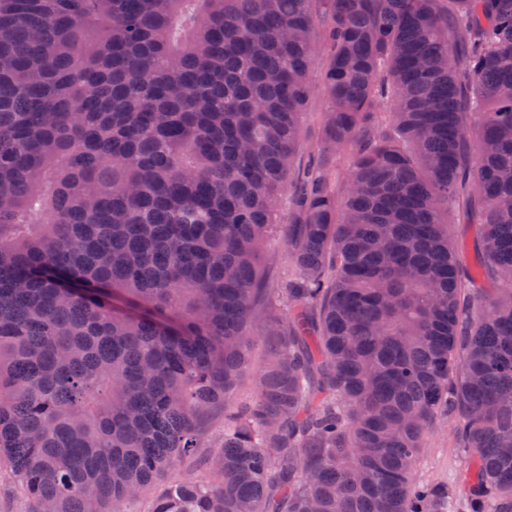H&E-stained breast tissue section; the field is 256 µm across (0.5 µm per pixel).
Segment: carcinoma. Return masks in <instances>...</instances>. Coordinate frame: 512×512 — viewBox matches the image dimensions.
Masks as SVG:
<instances>
[{"mask_svg":"<svg viewBox=\"0 0 512 512\" xmlns=\"http://www.w3.org/2000/svg\"><path fill=\"white\" fill-rule=\"evenodd\" d=\"M2 462L6 512H512V0H0ZM322 62L316 63L311 71V79L316 87V97L312 101L305 116L303 125L301 160L304 161L309 155L321 158L324 153L322 135V113L326 109V101L321 92ZM281 227L278 225L276 232L271 237V258L265 267L264 273L267 288H275L278 283L285 281L288 278V274L292 271V266L284 255ZM224 431V417L216 415L210 424L205 428L200 441L202 448H196L198 454L213 452L212 448L219 442L220 436ZM452 419L436 422L425 434L424 448L416 476L420 481L455 485L466 465L461 448H457Z\"/></svg>","mask_w":512,"mask_h":512,"instance_id":"obj_1","label":"carcinoma"}]
</instances>
